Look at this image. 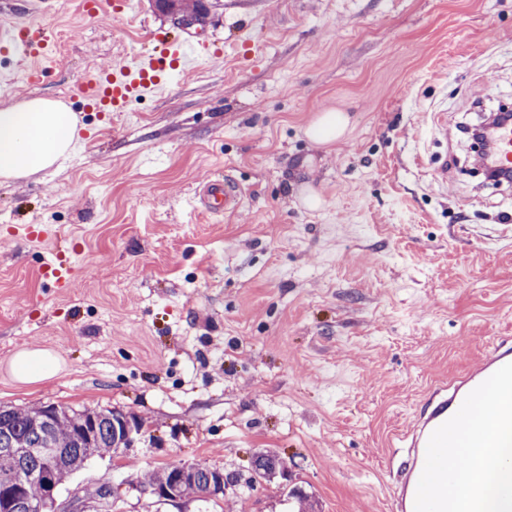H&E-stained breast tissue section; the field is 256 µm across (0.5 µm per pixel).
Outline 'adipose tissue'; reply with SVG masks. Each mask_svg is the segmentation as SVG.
Segmentation results:
<instances>
[{
  "label": "adipose tissue",
  "instance_id": "obj_1",
  "mask_svg": "<svg viewBox=\"0 0 512 512\" xmlns=\"http://www.w3.org/2000/svg\"><path fill=\"white\" fill-rule=\"evenodd\" d=\"M76 118L59 101L31 98L0 108V179H19L64 156L76 135Z\"/></svg>",
  "mask_w": 512,
  "mask_h": 512
}]
</instances>
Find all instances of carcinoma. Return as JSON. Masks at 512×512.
<instances>
[{
  "label": "carcinoma",
  "instance_id": "1",
  "mask_svg": "<svg viewBox=\"0 0 512 512\" xmlns=\"http://www.w3.org/2000/svg\"><path fill=\"white\" fill-rule=\"evenodd\" d=\"M155 6L179 23L201 25L209 14L205 0H154ZM139 422L110 409L76 410L52 404L17 409L0 406V476L22 474L30 481L29 494L0 500V512H34L32 503L47 493L56 501L60 486L95 457L122 447L126 426ZM285 470L284 461L269 454L253 460L254 475L270 477ZM181 494L198 498L224 495L216 488L217 470L199 465Z\"/></svg>",
  "mask_w": 512,
  "mask_h": 512
}]
</instances>
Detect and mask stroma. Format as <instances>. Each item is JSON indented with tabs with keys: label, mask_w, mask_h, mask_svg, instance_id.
<instances>
[{
	"label": "stroma",
	"mask_w": 512,
	"mask_h": 512,
	"mask_svg": "<svg viewBox=\"0 0 512 512\" xmlns=\"http://www.w3.org/2000/svg\"><path fill=\"white\" fill-rule=\"evenodd\" d=\"M79 4L40 17L52 73L0 107L77 101L153 33L223 55L127 111L84 113L78 153L0 184V403L141 424L59 501L106 477L112 512H288L292 491L319 512H391L394 435L434 381L512 336V184L466 173L469 140L437 132L512 106V0H220L190 28L150 0L131 18ZM328 111L346 134L311 142ZM227 174L242 208L203 213L198 188ZM60 250L76 269L62 293L41 275ZM33 349L59 368L24 382L10 361ZM259 451L287 477L216 504L160 506L141 486L178 462L246 479ZM349 124V116L344 112H323L306 131L307 136L317 143H331L341 139Z\"/></svg>",
	"instance_id": "35a3bbf8"
}]
</instances>
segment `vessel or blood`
Wrapping results in <instances>:
<instances>
[{"label":"vessel or blood","instance_id":"obj_1","mask_svg":"<svg viewBox=\"0 0 512 512\" xmlns=\"http://www.w3.org/2000/svg\"><path fill=\"white\" fill-rule=\"evenodd\" d=\"M81 6L92 16L104 12L124 15L131 11L133 0H82ZM51 42V33L35 23L0 26V48L17 58L39 60ZM211 54L205 42L194 44L188 51L179 41L167 40L161 53L139 51L120 57L106 75L88 79L80 87L79 96L85 110L122 112L135 100L158 92L161 88L159 76L165 70L192 68L196 60ZM492 141V149L478 155V164L488 170L512 171V124L497 125L492 131ZM197 198L206 213L228 215L242 206L243 190L234 178L228 176L201 185ZM44 276L57 287L67 288L72 284L74 269L61 256L46 266ZM508 363H512V337H499L488 344L470 369L428 388L413 420L394 438L396 446L402 450V462L392 482V512H415L416 489L431 434L459 410L471 391Z\"/></svg>","mask_w":512,"mask_h":512}]
</instances>
